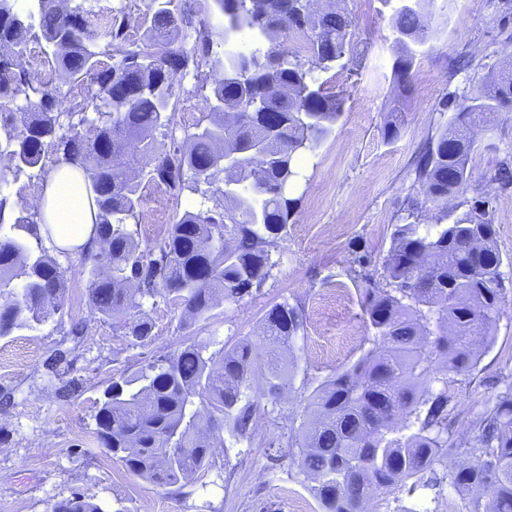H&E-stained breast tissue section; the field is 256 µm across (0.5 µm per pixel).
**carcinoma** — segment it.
<instances>
[{
	"mask_svg": "<svg viewBox=\"0 0 512 512\" xmlns=\"http://www.w3.org/2000/svg\"><path fill=\"white\" fill-rule=\"evenodd\" d=\"M38 23H28L12 0H0V45L23 56L30 41L63 80L86 87V106L97 113L94 137L86 118L56 112L60 88L15 63L0 66V104H30L0 122V155L16 163L0 172L20 176L49 165L73 163L93 194L98 251L87 293L90 318L111 321L142 342L153 323L144 301L163 297L182 310L180 325L206 320L217 301L237 303L260 291L276 262L272 248L287 234L296 199L288 188L303 154L333 132L343 98L314 75L347 53L351 18L311 0H202L218 11L224 28L213 32L200 13L166 0L151 4L144 22L148 42L127 46L125 21H111L108 48L85 25L74 0H35ZM425 0L399 8L392 28L399 52L392 70L408 88L416 44L429 38ZM307 35V57L290 52L295 31ZM195 33L187 51L175 47ZM117 58L108 63L103 57ZM207 66L213 79L207 101L222 108L191 127L174 115L180 89L171 74ZM452 112L446 128L421 146L415 182L422 200L404 208L383 255L382 281L368 270L372 258L354 259L370 347L350 367L316 387L307 399L308 420L291 431L288 447L325 512H359L367 496L427 487L425 475L447 457L469 461L448 469V486L464 512H512V382L468 420L465 441L454 437L449 387L476 369L475 346L488 341L509 289L499 287L503 259L495 245L493 199L465 197L472 171V129L512 108V72L491 73L464 95L442 102ZM285 121L269 134L261 108ZM165 129L169 147L157 146ZM140 145L134 161L116 146L103 153L95 139L115 133ZM268 142L270 159L258 173L251 145ZM223 156L226 164L202 170ZM194 183L214 187L222 210L186 211L155 247L141 249L129 226L140 222L142 183L174 194ZM9 200L0 196V338L34 329L69 306L64 269L44 244L51 236L41 205L21 208L4 222ZM432 213L433 223L421 222ZM111 270L102 276L97 268ZM303 315L297 305L274 304L263 317L265 359L248 337L211 350L216 340L196 337L182 348L112 379L94 414V442L131 475L158 487L186 484L214 465L211 431L247 435L259 394L277 401L290 382L291 351ZM50 512H105L80 493L54 502Z\"/></svg>",
	"mask_w": 512,
	"mask_h": 512,
	"instance_id": "cac0c4a2",
	"label": "carcinoma"
}]
</instances>
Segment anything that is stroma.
<instances>
[{
  "mask_svg": "<svg viewBox=\"0 0 512 512\" xmlns=\"http://www.w3.org/2000/svg\"><path fill=\"white\" fill-rule=\"evenodd\" d=\"M352 19L350 47L341 67L318 73L327 91L344 98L332 135L300 161L290 192L298 201L287 236L272 251L278 265L259 292L236 303H219L209 320L181 327V310L156 299L145 302L153 337L141 344L109 322L87 320L78 351L58 375L45 361L59 348L69 318L50 316L34 330L0 338V512H49L50 505L78 492L111 507L123 500L130 512H321L310 482L288 454L291 429L305 421L308 395L336 371L356 362L368 348L360 296L351 261L355 253L384 254L406 203L417 196L412 161L448 115L441 101L464 94L492 70L512 68V0H429L431 36L413 65L411 93L395 139L383 134L394 94L392 65L397 48L391 18L400 0H332ZM150 0H84L87 26L104 36L108 23L126 17L128 42L144 45L142 23ZM178 125L189 127L207 113L195 74L178 75ZM471 155V198L494 199L496 244L512 278V186L494 179L497 166L512 165V109L475 130ZM215 199L184 189L180 196L149 186L143 190L141 224L133 232L152 248L185 211L215 207ZM57 259L66 272L73 314L87 315L89 264L68 250ZM282 301L299 305L305 325L293 355L297 368L277 402L261 400L247 438L232 443L227 431L213 435L215 465L184 487L159 488L129 474L92 439L93 416L113 376L131 372L173 352L193 337L217 341L256 339L265 312ZM512 376V302L506 303L490 341L479 350L471 376L452 384L455 435L500 391L495 381ZM76 385L63 399L59 388ZM435 467L440 483L415 492L381 495L367 512H448L459 496Z\"/></svg>",
  "mask_w": 512,
  "mask_h": 512,
  "instance_id": "stroma-1",
  "label": "stroma"
}]
</instances>
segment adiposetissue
<instances>
[{
    "label": "adipose tissue",
    "mask_w": 512,
    "mask_h": 512,
    "mask_svg": "<svg viewBox=\"0 0 512 512\" xmlns=\"http://www.w3.org/2000/svg\"><path fill=\"white\" fill-rule=\"evenodd\" d=\"M48 190L43 218L52 229L56 246L76 252L98 247L90 210V194L80 170L72 164L54 167L47 176Z\"/></svg>",
    "instance_id": "ef3b65f1"
}]
</instances>
